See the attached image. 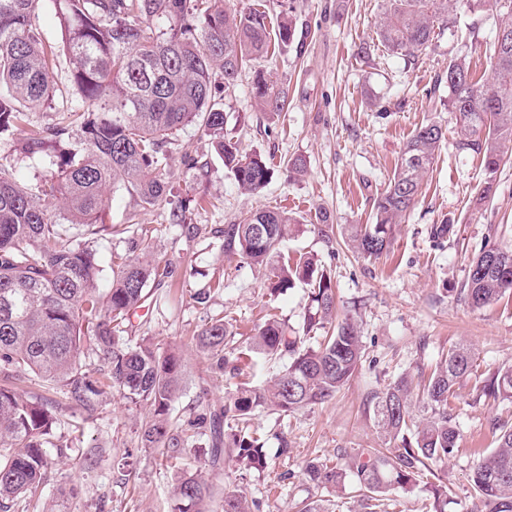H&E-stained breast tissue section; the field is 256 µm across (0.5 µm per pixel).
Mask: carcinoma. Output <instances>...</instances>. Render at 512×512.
<instances>
[{
	"instance_id": "carcinoma-1",
	"label": "carcinoma",
	"mask_w": 512,
	"mask_h": 512,
	"mask_svg": "<svg viewBox=\"0 0 512 512\" xmlns=\"http://www.w3.org/2000/svg\"><path fill=\"white\" fill-rule=\"evenodd\" d=\"M458 0H383L376 38L393 54L415 58L457 22ZM507 15L501 28L512 31V0H473ZM62 34L61 52L46 44L35 22L36 0H0V138L11 135L28 114L54 110L62 121L31 131L21 153L42 159L50 175L33 186L0 168V372L13 368L64 383L84 408L103 393L79 371L84 346L106 365L109 386L135 404L152 408L141 442L171 460L182 457L188 429H207L198 448L213 466L225 458L243 475L267 466L266 440L254 428L257 412L283 414L311 409L333 399L362 366L364 352L357 317L336 322L334 274L313 256L282 252L295 219L284 210L256 209L224 225V255L265 271L268 288L280 295L301 284L307 305L295 326L270 316L246 345L233 326L216 317L198 334L212 365L231 377L241 363L257 367L278 361L281 369L266 383H245L220 408L193 412L183 424L172 416L182 383L183 362L174 349L129 336L131 316L147 300L148 285L161 288L171 270L150 259L151 230L141 229L133 254L111 268V287L99 288L96 250L73 240V229L92 228L109 206L107 190L133 192L145 208L166 198L161 173L167 146L187 126L201 130L237 186L257 194L274 168L260 153H246L224 135L228 122L220 91L235 93L243 69L268 57L272 39L288 45L303 38L283 5L277 29L266 11L238 7L229 0H55ZM485 52L494 81L479 83L470 62H448V107L460 136L456 150L481 157L488 174L480 197L494 190V175L512 151V44L492 40ZM68 61V92L52 80L58 54ZM262 112L288 111V90L258 70L252 85ZM444 139L434 123L420 127L405 144L392 177L373 201L372 223L347 224L344 234L362 257L388 252L396 225L418 202L424 176ZM59 200L60 208L48 204ZM459 289L460 298L482 308L512 294V250L485 245ZM478 358L466 345L416 380L401 375L371 392L368 406L384 438L397 448L355 453L342 464L309 460L306 481L349 491L358 512H386L396 490H415L432 499L429 512H453L448 484L425 480L431 464L457 448L460 427L448 411L455 386L478 376ZM481 394L512 399V365L498 369ZM422 396L430 415L416 421L413 398ZM56 417L46 404L0 384V512L17 499L41 493L46 482V444ZM476 500L471 512H512V424L499 426L497 446L483 454L469 475ZM209 486L196 473L178 476L172 512H206ZM222 512H252L248 499L226 491Z\"/></svg>"
}]
</instances>
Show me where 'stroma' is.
<instances>
[{
    "instance_id": "35a3bbf8",
    "label": "stroma",
    "mask_w": 512,
    "mask_h": 512,
    "mask_svg": "<svg viewBox=\"0 0 512 512\" xmlns=\"http://www.w3.org/2000/svg\"><path fill=\"white\" fill-rule=\"evenodd\" d=\"M298 28L307 38L277 49L267 70L288 89L289 108L276 117L254 109L252 72H244L235 94L225 97L227 137L266 156L275 169L258 194H243L196 127L180 131L168 148L165 168L172 189L167 203L143 208L125 190L112 195L105 229L94 237L102 267L127 254L139 228L154 229L153 258L173 276L152 289L132 316L133 336L149 337L161 348H175L184 359L183 391L173 412L188 418L191 409L224 404L235 380L215 372L196 345L211 318L221 317L243 336L254 334L267 313L299 320L305 287L270 294L262 270L229 271L224 227L249 209H285L296 219L285 252L311 253L333 270L340 311H357L366 360L336 397L290 415L259 412L255 424L267 438L268 467L240 478L233 464L213 468L199 462L194 448L206 443L196 431L183 458L170 461L142 448L149 407L136 405L107 388L96 354L80 357L82 373L105 391L94 411L71 398L67 387L18 368L13 383L28 397L47 404L57 418L49 481L41 496L21 499L14 512H171V488L179 472H200L211 492L212 512H222L225 490L241 491L260 512H298L301 501L327 499L331 512H351L344 493L306 483L301 470L312 457L337 461L366 448L383 447L367 406V395L404 373H416L449 347L467 343L480 369L492 373L512 365V302L471 308L458 295L473 259L484 245L512 248V156L496 177V190L480 199L486 173L476 156L461 154L455 116L448 110V62L466 56L476 75L490 74L484 54L498 24L495 12L457 8L452 33L435 39L419 58L388 52L376 38L382 0H291ZM56 112H34L8 138L0 140V167L19 182L33 184L44 170L38 159L17 154L33 126L55 122ZM443 129L438 159L424 181L418 204L395 230L387 256L358 257L341 236L319 234V214L334 225L370 223L373 199L380 194L407 140L421 125ZM198 160L187 168L184 154ZM305 158L304 175L289 177L285 164ZM202 196L213 205L193 211L189 226L169 221L170 206ZM452 231L436 236V227ZM209 291L207 303L194 300ZM474 379L456 388L453 410L461 438L434 474L456 494L458 512H467L469 474L479 452L495 447L498 424L512 423V400H485Z\"/></svg>"
}]
</instances>
